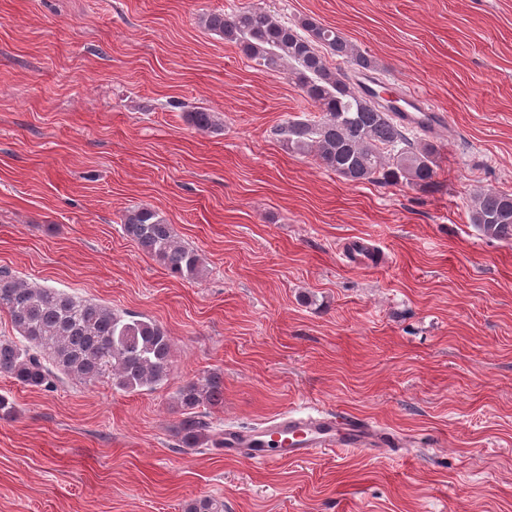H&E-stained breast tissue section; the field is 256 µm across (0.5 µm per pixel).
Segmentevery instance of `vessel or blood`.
Returning <instances> with one entry per match:
<instances>
[{
    "mask_svg": "<svg viewBox=\"0 0 512 512\" xmlns=\"http://www.w3.org/2000/svg\"><path fill=\"white\" fill-rule=\"evenodd\" d=\"M405 121L424 118L429 133L443 135L446 117L429 99L412 90L396 95ZM224 454L242 457L254 463L276 462L277 443L287 441L294 459H305L322 451L339 448L377 450L385 438L374 433L371 426L344 413L301 411L287 413L270 423H260L246 429L228 428L224 431Z\"/></svg>",
    "mask_w": 512,
    "mask_h": 512,
    "instance_id": "obj_1",
    "label": "vessel or blood"
}]
</instances>
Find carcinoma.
I'll use <instances>...</instances> for the list:
<instances>
[{"label": "carcinoma", "instance_id": "carcinoma-1", "mask_svg": "<svg viewBox=\"0 0 512 512\" xmlns=\"http://www.w3.org/2000/svg\"><path fill=\"white\" fill-rule=\"evenodd\" d=\"M209 30L235 44L257 66L288 76L319 111L311 121L291 120L276 128L282 146L311 155L317 165L349 183L406 184L422 191L436 186L434 144L412 134L392 107L372 97L359 77L374 62L343 34L314 18L290 24L260 7L233 14L210 13ZM343 58L349 71L329 66L327 56ZM198 130L215 127L214 113H187ZM471 221L484 235L512 237V192L488 189L471 205ZM123 234L174 278L196 279L201 256L178 241L172 225L149 207L126 211ZM0 312L12 335L0 336V374L19 385L50 388L68 378L85 384L108 379L126 392L152 389L167 381L173 343L156 322L55 288L40 287L0 268ZM183 417L174 427L180 446L200 448L211 441L210 423L199 409L224 404V378L208 373L179 388ZM185 512H224L214 498L195 499Z\"/></svg>", "mask_w": 512, "mask_h": 512}]
</instances>
